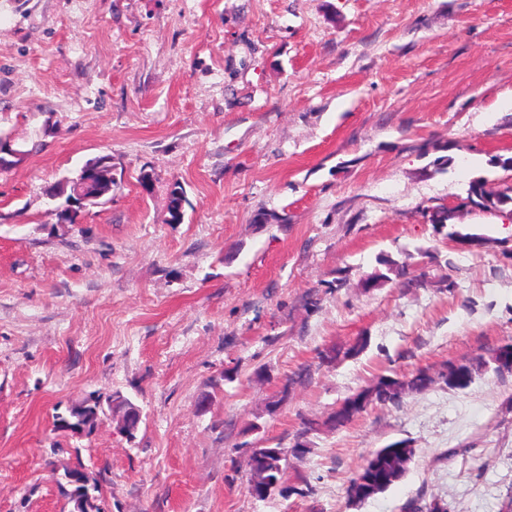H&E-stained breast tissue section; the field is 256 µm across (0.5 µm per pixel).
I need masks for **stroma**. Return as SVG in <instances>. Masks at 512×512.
Returning a JSON list of instances; mask_svg holds the SVG:
<instances>
[{
    "mask_svg": "<svg viewBox=\"0 0 512 512\" xmlns=\"http://www.w3.org/2000/svg\"><path fill=\"white\" fill-rule=\"evenodd\" d=\"M0 139V512H70L77 463L100 512H504L512 374L327 419L512 343V213L459 208L512 183V0H0ZM106 154L110 201L59 223L49 188ZM385 259L406 276L361 288ZM92 396L138 405L134 438L61 425ZM397 440L407 476L351 505ZM298 442L253 498L246 448ZM448 364L437 373V377L429 374L426 370L420 369L409 376L394 377L389 375H379L366 386L362 387L355 394L346 398L342 403L340 411L333 413L329 417V423L338 428L351 422L357 415L372 405H399L403 398L413 392H421L441 380L445 385L452 388H464L472 380L475 373L474 365L465 362L460 366L461 376L457 384L448 382ZM454 369V366H453ZM453 369L450 374H453ZM468 380V382H467Z\"/></svg>",
    "mask_w": 512,
    "mask_h": 512,
    "instance_id": "35a3bbf8",
    "label": "stroma"
}]
</instances>
